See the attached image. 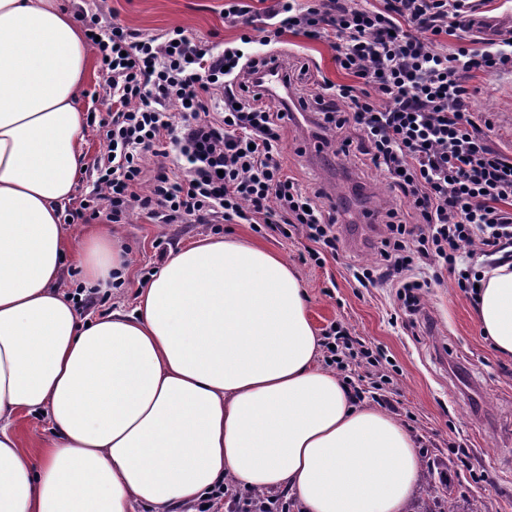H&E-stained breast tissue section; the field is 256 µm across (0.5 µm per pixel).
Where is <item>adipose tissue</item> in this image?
Segmentation results:
<instances>
[{
  "mask_svg": "<svg viewBox=\"0 0 512 512\" xmlns=\"http://www.w3.org/2000/svg\"><path fill=\"white\" fill-rule=\"evenodd\" d=\"M84 31L63 0H0V512H182L225 476L302 512H405L415 436L318 364L306 291L277 253L206 237L171 251L132 312L63 293L124 280V248L70 236L84 173ZM475 320L512 359V266L484 269ZM45 416L51 447L11 432Z\"/></svg>",
  "mask_w": 512,
  "mask_h": 512,
  "instance_id": "ef3b65f1",
  "label": "adipose tissue"
}]
</instances>
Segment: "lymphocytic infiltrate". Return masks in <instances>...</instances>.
<instances>
[{"label":"lymphocytic infiltrate","mask_w":512,"mask_h":512,"mask_svg":"<svg viewBox=\"0 0 512 512\" xmlns=\"http://www.w3.org/2000/svg\"><path fill=\"white\" fill-rule=\"evenodd\" d=\"M468 0H226L224 22L261 24L263 43L285 34L336 49L346 84L306 86L308 59L274 52L245 55L181 27L145 35L120 24L98 4L78 10L95 38L105 92L113 109L91 129L101 145L92 193L67 208L65 223L103 217L125 223L133 211L156 224H248L258 233L312 242L311 263L337 256L341 237L334 203L309 194L285 174L281 136L291 104L275 100L261 72L283 69L296 103L314 123L343 136L334 151L370 163L389 176L409 210H385L374 247L376 265L354 268L361 287L388 285L409 314L419 313L431 285L453 277L474 293L476 261L512 262V155L493 147L489 118L474 112L470 76L512 72V30L498 38L473 34ZM464 47L449 52L442 37ZM155 159L146 168V156ZM324 364L335 370L354 402L389 405L394 384L382 359L350 327L333 322L320 334ZM193 512H300L285 493L261 495L219 485Z\"/></svg>","instance_id":"lymphocytic-infiltrate-1"}]
</instances>
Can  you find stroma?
Masks as SVG:
<instances>
[{
  "label": "stroma",
  "instance_id": "35a3bbf8",
  "mask_svg": "<svg viewBox=\"0 0 512 512\" xmlns=\"http://www.w3.org/2000/svg\"><path fill=\"white\" fill-rule=\"evenodd\" d=\"M224 3L110 0L109 5L122 24L144 34L158 35L180 26L213 42L235 43L241 31L225 26ZM283 41L293 52L316 61L323 76L346 82L329 44L290 33ZM472 84L477 88L474 110L487 114L493 123V145L512 154V72L480 75ZM316 133L309 122L288 124L281 160L285 172L304 190L323 192L336 202L342 239L338 257L314 266L303 260L311 246L305 237L259 234L247 224L225 225V234L274 250L288 261L307 291L316 329L333 321L347 323L383 355L395 378L391 398L396 417L413 432L440 490L460 501L481 498L487 512H512V360L501 359L492 350L471 317L470 299L454 281L428 290L423 299L427 319L414 328L406 327L394 289L357 286L350 266L377 259L372 247L375 232L363 225L361 214L391 207L404 211L408 203L380 169H355L344 156L309 153ZM112 230L128 248V278L122 287L106 290L104 299L110 307L131 305L141 269L157 263L158 238L179 247L211 233L205 224H155L137 211Z\"/></svg>",
  "mask_w": 512,
  "mask_h": 512
}]
</instances>
